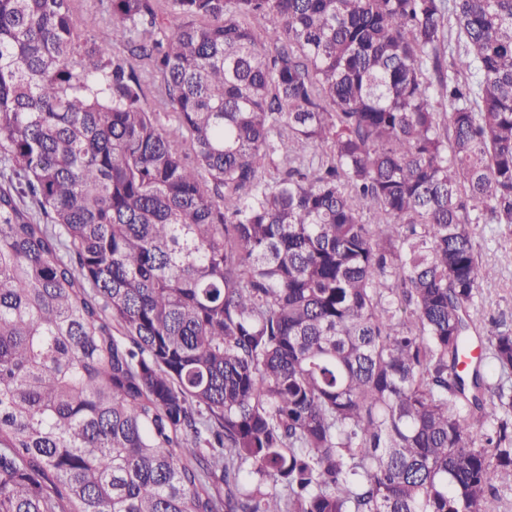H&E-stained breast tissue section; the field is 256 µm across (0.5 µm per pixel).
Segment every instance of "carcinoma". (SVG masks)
Wrapping results in <instances>:
<instances>
[{
  "mask_svg": "<svg viewBox=\"0 0 512 512\" xmlns=\"http://www.w3.org/2000/svg\"><path fill=\"white\" fill-rule=\"evenodd\" d=\"M482 220L512 0H0V512H494Z\"/></svg>",
  "mask_w": 512,
  "mask_h": 512,
  "instance_id": "carcinoma-1",
  "label": "carcinoma"
}]
</instances>
